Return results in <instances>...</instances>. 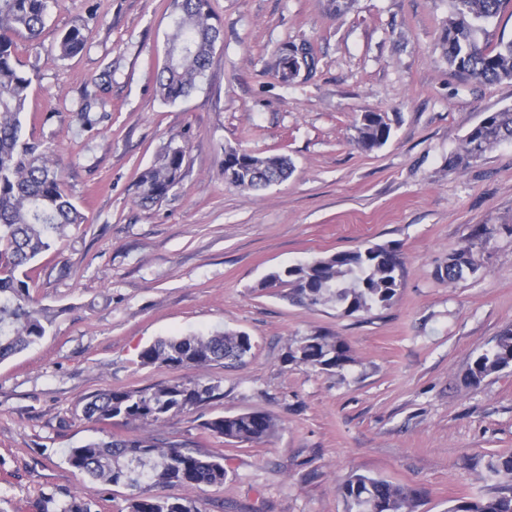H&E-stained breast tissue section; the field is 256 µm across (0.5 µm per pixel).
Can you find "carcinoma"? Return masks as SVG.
I'll use <instances>...</instances> for the list:
<instances>
[{
	"label": "carcinoma",
	"mask_w": 512,
	"mask_h": 512,
	"mask_svg": "<svg viewBox=\"0 0 512 512\" xmlns=\"http://www.w3.org/2000/svg\"><path fill=\"white\" fill-rule=\"evenodd\" d=\"M507 0H450L444 57L455 73L482 84L512 80V40L489 47L480 42L482 25L494 19ZM179 13L167 50V62L158 77L163 100L188 96L203 77L220 39L212 23L209 0H173ZM49 0H0V360L36 344L59 312L41 306L30 293L26 267L61 244L73 228L85 223L84 214L64 190L63 170L54 149L26 138L22 116L32 77L20 68L14 36L34 40L45 24ZM87 37L73 27L58 44L60 57L80 53ZM288 44L275 52L274 69L285 85L294 83V62ZM385 116L368 112L357 126V145L369 151L389 139ZM512 140V107L489 112L463 139L462 151L449 166L467 167L494 145ZM185 152L168 145L157 163L136 181L141 205L161 203L179 184ZM293 172L288 156H259L230 148L224 151V181L258 189L275 178L284 181ZM403 262L394 245H374L363 251L339 252L288 270L271 273L273 283L289 286V295L306 306L332 305L342 313H368L390 305L400 286ZM469 249L448 255L446 276L455 280L475 272ZM253 349L251 336L227 330L215 334L161 338L139 353L140 365L170 369H204L216 362L233 367ZM286 361L319 371H337L351 362L350 348L339 336L314 334L289 345ZM512 366V327L502 331L493 347L481 352L468 369L467 384L479 386L485 378ZM220 386L202 376L137 390H107L88 396L82 407L88 420L130 424H162L171 417L198 408L217 396ZM202 427L229 443L259 444L273 435L276 420L262 410H251L207 420ZM66 461L80 474L130 490L128 512H200L191 498L169 499L148 488L180 485L190 490L224 484L228 471L224 456L205 452L187 442H160L150 437L115 438L68 449ZM487 472L498 481L495 494L475 501L461 500L448 512H512V455L491 456ZM347 512H415L417 492L382 478L350 475L340 486Z\"/></svg>",
	"instance_id": "cac0c4a2"
}]
</instances>
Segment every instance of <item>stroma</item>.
I'll return each mask as SVG.
<instances>
[{"label": "stroma", "instance_id": "stroma-1", "mask_svg": "<svg viewBox=\"0 0 512 512\" xmlns=\"http://www.w3.org/2000/svg\"><path fill=\"white\" fill-rule=\"evenodd\" d=\"M210 4L221 39L196 89L173 103L156 86L177 20L170 0H52L39 39H15L33 78L23 131L55 148L86 222L38 259L30 284L59 317L0 362V512H59L74 498L123 512L128 489L65 459L112 434L223 454V485L155 490L201 512H346L339 485L353 472L416 490V512L492 495L481 474L488 455L512 454V367L477 387L465 375L512 326V141L466 168L448 160L486 113L512 106V81L449 71L448 0H350L338 14L329 0ZM75 26L86 46L60 58ZM302 40L317 73L284 85L274 53ZM367 112L391 124L371 151L355 142ZM172 142L186 148L181 182L141 206L137 177ZM231 147L288 155L293 173L260 191L227 185ZM480 224L494 233L475 238ZM386 243L403 261L387 307L347 316L266 284L272 271ZM464 247L477 269L448 280V256ZM224 330L254 347L243 365L205 369L220 398L161 425L84 418L83 399L100 391L193 377L141 366L155 340ZM315 333L342 337L351 363L287 362L289 345ZM253 409L278 423L264 443L202 428Z\"/></svg>", "mask_w": 512, "mask_h": 512}]
</instances>
